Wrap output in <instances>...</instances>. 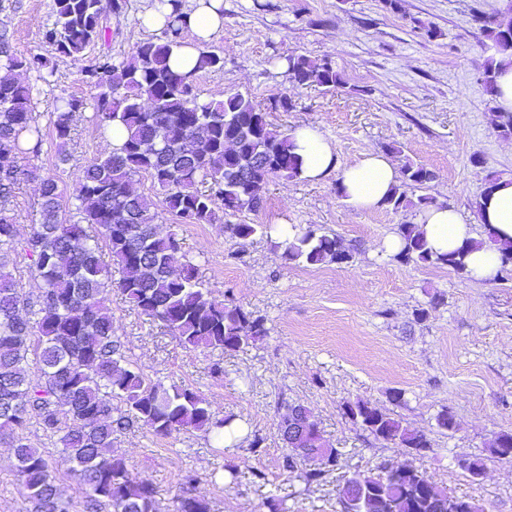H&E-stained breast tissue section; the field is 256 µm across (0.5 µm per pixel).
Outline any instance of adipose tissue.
Listing matches in <instances>:
<instances>
[{
	"label": "adipose tissue",
	"mask_w": 512,
	"mask_h": 512,
	"mask_svg": "<svg viewBox=\"0 0 512 512\" xmlns=\"http://www.w3.org/2000/svg\"><path fill=\"white\" fill-rule=\"evenodd\" d=\"M223 0H194L188 25L194 43L173 49L172 67L187 73L198 56L200 42L209 41L223 26L219 10ZM300 157L301 179L317 182L335 176L343 203L358 211L384 208L387 197L397 185L399 175L389 157L380 151L365 152L356 162L341 164L337 150L314 126H301L290 133ZM482 207L476 224H467L454 206L435 205L423 209L417 225L433 251L449 253L469 247L467 265L476 280L493 278L499 267L496 241H512V178L501 179L492 192L481 199Z\"/></svg>",
	"instance_id": "obj_1"
}]
</instances>
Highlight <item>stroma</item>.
<instances>
[{"label":"stroma","instance_id":"1","mask_svg":"<svg viewBox=\"0 0 512 512\" xmlns=\"http://www.w3.org/2000/svg\"><path fill=\"white\" fill-rule=\"evenodd\" d=\"M9 2L0 11V34L12 51L52 55L43 29L53 20L54 0ZM126 2L127 11L111 20L117 62L155 35L142 23L148 0ZM500 13L499 0H224V27L208 44L224 66L198 73L195 90L203 100L248 95L283 132L316 126L344 164L395 147V164L410 159L434 172L421 195L454 205L471 222L487 176H512V141L490 125L495 101L483 75L495 48L480 20ZM297 54L331 60L344 86L293 85L285 63ZM82 67L60 58L49 81L26 75L43 130L51 128L55 99L84 103L64 146L48 138L39 153L19 159L67 184L110 151L109 135L92 118L97 90L84 82ZM284 95L291 103L286 110L276 106ZM417 218L414 208L351 210L332 176L316 183L273 180L263 210L222 215L212 224H178L160 213L158 229L181 238L203 286L265 316L269 328L263 340L230 356L187 349L159 321L109 292L114 335L129 361L152 380L195 389L216 415H235L246 433L227 444L193 429L164 439L139 424L118 432L115 448L133 476L153 482L161 508L191 472L212 512H266L264 498L273 492L285 496L287 512H341L338 490L353 472L409 461L449 495L476 501L485 512H512V461L490 449L499 434L512 433V279L477 281L381 251L385 237ZM229 223L311 224L339 236L353 261L288 264L264 237H230ZM421 308L430 311L422 322ZM216 362L222 375L210 372ZM360 399L427 434L431 450L410 455L368 435L344 413L346 403ZM284 401L307 406L341 451L333 470L308 489L280 471ZM445 410L454 430L437 426ZM252 434L261 439L258 447L250 445ZM22 436L43 450L74 512H83V491L61 462L57 437L34 424ZM474 456L484 464L477 479L458 465ZM228 466L238 473L232 486L222 479ZM260 472L266 482L257 480ZM26 507L12 446L0 440V512Z\"/></svg>","mask_w":512,"mask_h":512}]
</instances>
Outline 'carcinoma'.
<instances>
[{"instance_id": "1", "label": "carcinoma", "mask_w": 512, "mask_h": 512, "mask_svg": "<svg viewBox=\"0 0 512 512\" xmlns=\"http://www.w3.org/2000/svg\"><path fill=\"white\" fill-rule=\"evenodd\" d=\"M167 10L162 37L139 44L116 64L103 52L82 74L98 88L95 119L102 127L120 124L123 144L77 173L72 195L37 166L23 167V145L40 151L44 132L33 117L32 86L22 72L50 69L43 56L19 57L0 38V439L12 442L26 512H72L54 468L39 448L24 443L20 431L35 422L43 432L59 435L61 459L83 489L84 512H159L156 490L147 478L131 475L123 455L114 449V434L134 424L165 438L182 430H202L221 437L234 416L219 418L209 402L190 388L168 389L132 367L121 342L114 337L107 294L114 286L140 314L157 319L187 349L219 350L226 355L268 335L266 319L231 300L220 299L198 280V265L181 253L175 234L157 232V204L148 194L135 193L136 176L150 178L161 191L163 209L188 224H211L216 210L226 215L264 208L267 186L274 179L298 177L299 158L285 132L268 120V113L241 93L222 100L201 101L193 91L195 76L224 66L217 53L202 48L193 71L182 73L169 64L173 47L188 29L181 0H157ZM126 7L124 0H55L54 21L44 37L60 56L75 61L112 37L109 21ZM488 28L499 55L512 57V17L477 18ZM289 78L328 90L344 84L331 62L305 55L288 60ZM55 139L64 145L83 102L52 104ZM491 125L498 135L512 137V113L495 112ZM435 178L421 164L405 162L399 185L387 201L393 210L432 204L408 192ZM35 182L40 190L41 223L24 239L22 251L34 262L42 281L31 298L7 271L9 251L18 233L7 205L16 187ZM78 201L80 220L65 218L69 199ZM231 236L247 240L258 234L288 263L348 265L353 254L332 233L312 225L294 226L293 236H271L269 224H228ZM404 240L393 259L442 264L468 276L467 250L439 255L414 224L399 225ZM104 240L114 270L102 264L99 240ZM501 266L497 275L512 276V243L497 245ZM278 421L287 432L292 412H299L308 432L286 446L282 470L305 485L319 482L325 469L336 465L340 450L331 448L307 407L286 403ZM345 414L376 440L421 452L431 448L426 434L402 425L376 405L357 400ZM382 489L386 512H437L442 495L417 468L402 463L379 473H353L338 491L341 512L354 480ZM188 473L169 512H211L209 500L197 491Z\"/></svg>"}]
</instances>
